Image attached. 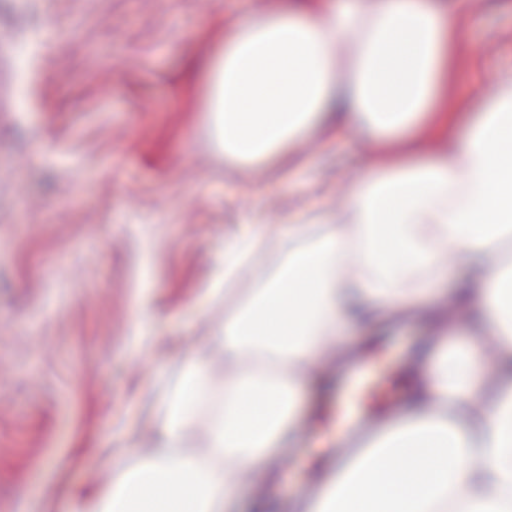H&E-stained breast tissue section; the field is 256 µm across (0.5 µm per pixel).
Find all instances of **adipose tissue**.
<instances>
[{"mask_svg": "<svg viewBox=\"0 0 512 512\" xmlns=\"http://www.w3.org/2000/svg\"><path fill=\"white\" fill-rule=\"evenodd\" d=\"M273 2L262 18L228 20L206 69L225 157L263 164L302 135L348 127L397 150L352 180L335 222L291 226L285 260L224 317L223 389L211 359L182 353L158 399L155 444L134 449L136 464L118 465L111 489L77 512H234L237 472L265 486L277 477L308 387L350 359L341 336L375 310L423 317L465 342L434 343L415 362L411 408L325 473L296 512H512V75L478 92L460 136L425 151L469 0ZM266 243L260 226L230 240L209 296ZM449 247L470 276L437 299ZM205 413L199 456L185 444Z\"/></svg>", "mask_w": 512, "mask_h": 512, "instance_id": "1", "label": "adipose tissue"}]
</instances>
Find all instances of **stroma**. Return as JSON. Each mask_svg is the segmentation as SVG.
Instances as JSON below:
<instances>
[{
  "label": "stroma",
  "mask_w": 512,
  "mask_h": 512,
  "mask_svg": "<svg viewBox=\"0 0 512 512\" xmlns=\"http://www.w3.org/2000/svg\"><path fill=\"white\" fill-rule=\"evenodd\" d=\"M271 0H0V504L59 512L112 484L123 432L151 442L146 396L186 349L215 352L224 299L206 288L224 245L271 228L241 299L288 248V228L345 202L343 177L382 153L367 135L312 133L259 174L224 161L204 68L224 19ZM458 89L512 70V0H471ZM40 57L16 67L11 36ZM143 324L133 330L132 315ZM401 368L368 400L387 418ZM324 397L270 488L279 512L331 464Z\"/></svg>",
  "instance_id": "stroma-1"
}]
</instances>
